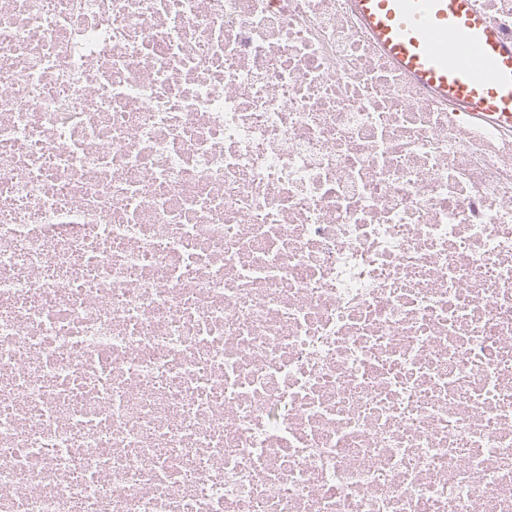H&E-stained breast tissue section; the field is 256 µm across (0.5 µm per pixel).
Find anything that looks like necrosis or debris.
<instances>
[{
	"instance_id": "necrosis-or-debris-1",
	"label": "necrosis or debris",
	"mask_w": 512,
	"mask_h": 512,
	"mask_svg": "<svg viewBox=\"0 0 512 512\" xmlns=\"http://www.w3.org/2000/svg\"><path fill=\"white\" fill-rule=\"evenodd\" d=\"M0 512H512V131L349 0H0Z\"/></svg>"
}]
</instances>
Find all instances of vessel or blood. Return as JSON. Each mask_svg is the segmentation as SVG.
<instances>
[{"label":"vessel or blood","mask_w":512,"mask_h":512,"mask_svg":"<svg viewBox=\"0 0 512 512\" xmlns=\"http://www.w3.org/2000/svg\"><path fill=\"white\" fill-rule=\"evenodd\" d=\"M392 63L472 120L512 127V41L477 0H351Z\"/></svg>","instance_id":"b4317fda"}]
</instances>
